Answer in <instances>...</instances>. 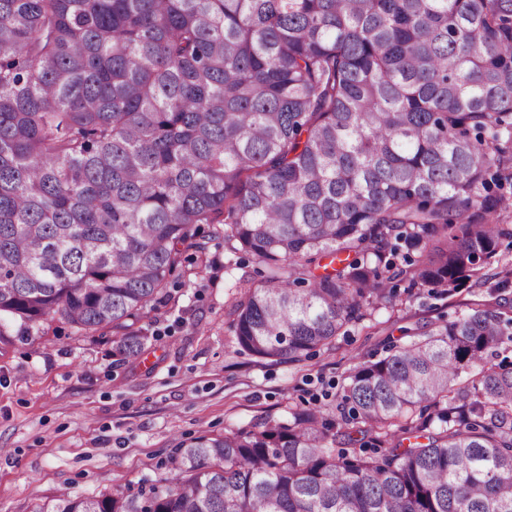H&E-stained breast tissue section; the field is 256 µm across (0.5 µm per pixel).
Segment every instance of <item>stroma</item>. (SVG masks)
<instances>
[{
	"label": "stroma",
	"instance_id": "stroma-1",
	"mask_svg": "<svg viewBox=\"0 0 512 512\" xmlns=\"http://www.w3.org/2000/svg\"><path fill=\"white\" fill-rule=\"evenodd\" d=\"M208 267L177 269L171 300L143 322L158 336L138 364H116L111 340L56 317L24 325L0 319V512L75 496L134 493L163 473L182 440L278 419L316 400L336 410L338 383L409 332H425L472 302L512 299L500 263L484 284L452 296L397 288L391 304L297 364H261L243 353L231 324L241 287L263 284L252 259L226 268L229 251L202 225Z\"/></svg>",
	"mask_w": 512,
	"mask_h": 512
}]
</instances>
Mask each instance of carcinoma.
<instances>
[{
    "instance_id": "1",
    "label": "carcinoma",
    "mask_w": 512,
    "mask_h": 512,
    "mask_svg": "<svg viewBox=\"0 0 512 512\" xmlns=\"http://www.w3.org/2000/svg\"><path fill=\"white\" fill-rule=\"evenodd\" d=\"M512 0H0V315L115 331L202 224L264 266L233 331L300 362L399 282L451 297L512 226ZM512 306L355 366L336 416L181 441L132 495L35 512H512Z\"/></svg>"
}]
</instances>
